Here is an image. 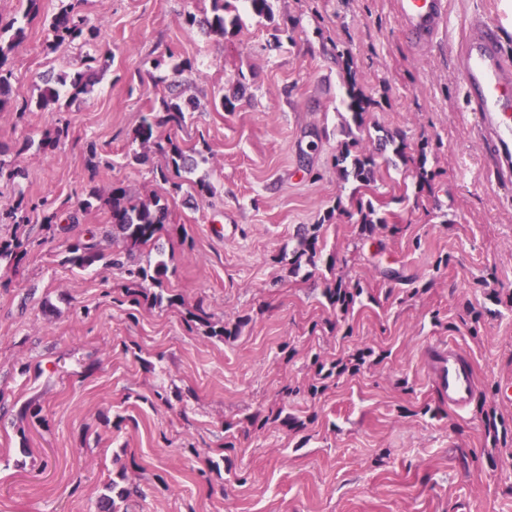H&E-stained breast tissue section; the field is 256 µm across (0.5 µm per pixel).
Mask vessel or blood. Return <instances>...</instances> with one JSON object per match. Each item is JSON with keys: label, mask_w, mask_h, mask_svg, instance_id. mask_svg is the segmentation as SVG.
Wrapping results in <instances>:
<instances>
[{"label": "vessel or blood", "mask_w": 512, "mask_h": 512, "mask_svg": "<svg viewBox=\"0 0 512 512\" xmlns=\"http://www.w3.org/2000/svg\"><path fill=\"white\" fill-rule=\"evenodd\" d=\"M403 25L419 40L439 31L448 13L447 0H396ZM464 90L479 114L482 138L498 159L502 175L512 174V66L489 26L473 29L457 59ZM430 372L449 408L467 411L477 396L475 371L468 356L456 347L430 353Z\"/></svg>", "instance_id": "b4317fda"}]
</instances>
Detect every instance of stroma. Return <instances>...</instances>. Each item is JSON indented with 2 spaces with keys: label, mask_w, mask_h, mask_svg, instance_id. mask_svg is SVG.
<instances>
[{
  "label": "stroma",
  "mask_w": 512,
  "mask_h": 512,
  "mask_svg": "<svg viewBox=\"0 0 512 512\" xmlns=\"http://www.w3.org/2000/svg\"><path fill=\"white\" fill-rule=\"evenodd\" d=\"M450 3L419 47L393 0H272V19L242 13L222 36L188 23L202 0H80L98 42L49 54L59 3L41 0L9 57L13 99L37 100L44 72L87 55L97 82L58 110L0 112V162L23 171L0 177V240L27 245L18 270L0 263V512H98L109 487L131 485L139 494L117 512H512V457L489 459L482 427L497 406L512 443V404L498 397L512 385V181L455 67L478 18L496 20L512 55V0ZM171 52L192 66L177 92L197 109L143 145L133 131L174 80L152 62ZM340 54L373 99L362 132ZM61 126L53 150L16 155ZM396 133L401 157L378 146ZM351 136L375 153L370 183L336 168ZM170 139L206 149L193 177L213 196L160 178ZM92 186L167 205L169 229L133 253L149 270L165 263L162 283L67 263L79 239L123 249L102 204L66 233L38 211L21 225L6 216L21 195L74 210ZM359 200L387 220L373 236ZM304 224L320 227L313 266L293 262ZM339 279L363 289L345 313L324 296ZM222 323L238 334L209 336ZM450 344L476 374L465 412L429 378L432 348ZM28 405L38 415L20 418ZM259 410L266 426L251 421Z\"/></svg>",
  "instance_id": "35a3bbf8"
}]
</instances>
